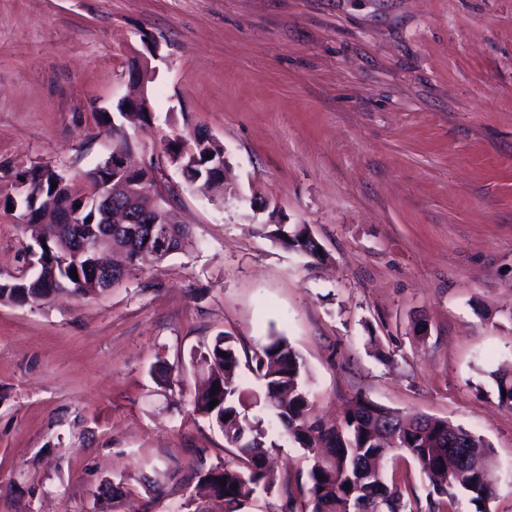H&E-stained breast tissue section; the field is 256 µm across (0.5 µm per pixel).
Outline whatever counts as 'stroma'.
Returning a JSON list of instances; mask_svg holds the SVG:
<instances>
[{"mask_svg":"<svg viewBox=\"0 0 512 512\" xmlns=\"http://www.w3.org/2000/svg\"><path fill=\"white\" fill-rule=\"evenodd\" d=\"M154 47L153 114L126 133L193 246L101 297L0 303V512H144L140 475L231 461L190 403V355L224 331L245 349L285 336L325 417L361 394L483 436L490 510L512 512V411L490 378L512 365V0H0V198L34 164L84 191L112 152L99 114ZM199 127L232 171L221 204L165 154ZM254 202L309 225L327 260L260 235ZM29 242L0 209L1 279ZM251 413L279 476L305 482L298 445ZM180 478L153 512H179Z\"/></svg>","mask_w":512,"mask_h":512,"instance_id":"stroma-1","label":"stroma"}]
</instances>
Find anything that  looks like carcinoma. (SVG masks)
Listing matches in <instances>:
<instances>
[{"label": "carcinoma", "instance_id": "carcinoma-1", "mask_svg": "<svg viewBox=\"0 0 512 512\" xmlns=\"http://www.w3.org/2000/svg\"><path fill=\"white\" fill-rule=\"evenodd\" d=\"M183 142L173 138L166 153L179 167H187L191 176L205 182L214 171L206 155H223L222 145L200 139L192 149L181 150ZM34 188L31 196L5 198V203L19 209L30 208L32 220L44 218L50 200L65 191V178L47 165L24 170ZM89 190L112 180V171L99 165L87 173ZM57 187H52V184ZM35 245L42 248L46 264L34 275L15 277L0 282V295L6 300L27 297L37 300L39 283L46 279L64 282L79 297H97L104 290L89 280L84 260H74L65 253L67 240L56 233L55 224L35 225ZM174 249L183 250L191 238L185 224L170 226ZM262 230L284 248L320 261L321 245L311 240L309 229L300 224H264ZM76 271L78 279L70 277ZM255 369L263 381L262 400L277 418L285 436L304 450L310 461L305 485L293 493L290 479L278 482L268 466L267 440L261 420L249 415L250 396L236 382L242 358L237 338L229 332L217 334L204 350L191 355L194 365L208 367V374L192 395L194 410L215 423L224 433L225 444L234 451L235 462L196 467L192 479L208 495L224 503V512H243L258 490L266 492L284 485L281 512H460L453 508L459 498H466L469 512H489L494 490L487 478L493 460L488 441L448 420L427 415L403 416L400 411L376 403L362 395L348 404L343 421L328 425L316 414L305 384V365L288 340L271 335L253 351ZM498 403L512 410V368L491 372ZM219 391L212 392L213 387ZM506 394H501V391ZM218 404L211 408L213 400ZM405 452L419 467L431 486L426 508L412 500L394 485H388L380 467L387 448ZM226 485H221V479ZM149 494L145 512L165 494V482L157 477H143Z\"/></svg>", "mask_w": 512, "mask_h": 512}]
</instances>
